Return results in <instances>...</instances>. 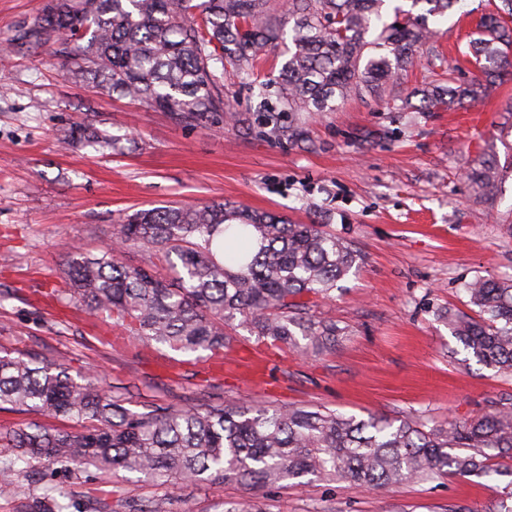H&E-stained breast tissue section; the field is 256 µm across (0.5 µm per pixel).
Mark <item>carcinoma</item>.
Wrapping results in <instances>:
<instances>
[{
	"label": "carcinoma",
	"mask_w": 512,
	"mask_h": 512,
	"mask_svg": "<svg viewBox=\"0 0 512 512\" xmlns=\"http://www.w3.org/2000/svg\"><path fill=\"white\" fill-rule=\"evenodd\" d=\"M46 0L7 46L34 53L61 46L74 77L105 85L168 113L177 123L224 121V74L259 99L257 125L245 130L310 148L303 114L334 112L348 99L393 102L397 112L453 111L512 75V0L481 16L468 63L481 76L459 84L436 45L429 20L461 0ZM425 4L422 13L414 12ZM91 30L84 39L83 29ZM86 43H81V40ZM425 54L430 77L402 97L400 72ZM281 58L278 75L257 82L263 61ZM419 98L415 104L412 99ZM98 149L116 140L94 125L70 131ZM504 167L493 155L467 169L475 195L494 204ZM136 247L174 265L169 281L118 254ZM362 260L352 243L266 211L224 201L122 212L112 240L96 252L68 253L71 288L48 296L87 308L142 343L184 353L222 354L231 321L275 348L307 356L336 349V322L311 313ZM476 315L448 313V326L476 362L512 375V278L477 277L466 285ZM81 422L76 432L34 423L0 431V495L13 493L24 469L69 476L92 469L172 481L237 483L261 490L313 476L375 491L410 480L481 477L492 456L512 458V402L471 418L430 426L419 418H365L324 407L235 401L204 409L168 404L138 413L94 373L74 378L63 363L0 351V406ZM48 485L37 512H64Z\"/></svg>",
	"instance_id": "obj_1"
}]
</instances>
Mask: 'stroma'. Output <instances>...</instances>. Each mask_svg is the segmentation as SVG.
Listing matches in <instances>:
<instances>
[{
    "label": "stroma",
    "mask_w": 512,
    "mask_h": 512,
    "mask_svg": "<svg viewBox=\"0 0 512 512\" xmlns=\"http://www.w3.org/2000/svg\"><path fill=\"white\" fill-rule=\"evenodd\" d=\"M493 0H465L438 22V44L469 81V42ZM65 54L0 52V350L35 352L98 372L113 395L143 412L171 402L324 406L346 414L416 415L438 425L512 398V376L469 360L448 312L473 314L464 291L475 277H512V177L495 204L473 195L465 171L485 153L512 165V81L455 112H397L352 99L308 121L312 148L244 134L231 123L189 126L168 113L75 79ZM119 139L98 150L69 141L84 122ZM211 200L318 221L353 242L363 261L316 315L346 331L332 354L303 357L263 348L228 327L224 372L207 359L122 339L119 328L79 308H47L64 285L71 245L94 249L124 210ZM265 355L269 377L241 366ZM54 484L112 512L160 504L163 512H217L251 501L260 512H494L512 502V478L456 477L369 492L348 482L294 481L254 491L229 483L156 486L138 475L90 471Z\"/></svg>",
    "instance_id": "obj_1"
}]
</instances>
